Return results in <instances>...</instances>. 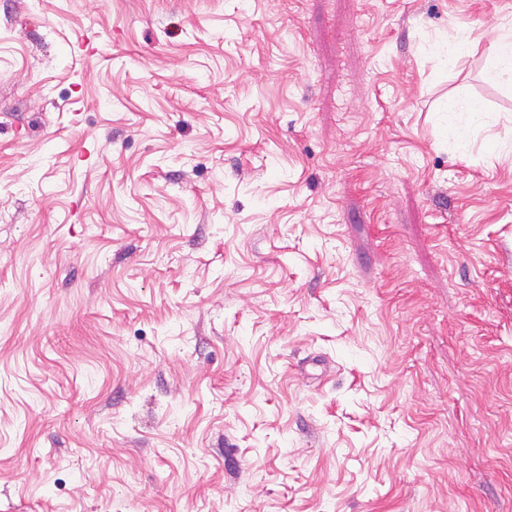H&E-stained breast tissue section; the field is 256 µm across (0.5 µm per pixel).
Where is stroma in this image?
<instances>
[{"instance_id":"stroma-1","label":"stroma","mask_w":512,"mask_h":512,"mask_svg":"<svg viewBox=\"0 0 512 512\" xmlns=\"http://www.w3.org/2000/svg\"><path fill=\"white\" fill-rule=\"evenodd\" d=\"M511 18L0 0V512H512ZM471 46V29L459 26L456 32L442 43L435 62L442 68L454 69L468 54ZM485 79L493 84L512 88V25H501L489 50ZM439 112H448V140L459 148H466L484 124L485 112L489 111L476 107L467 98L451 96Z\"/></svg>"}]
</instances>
